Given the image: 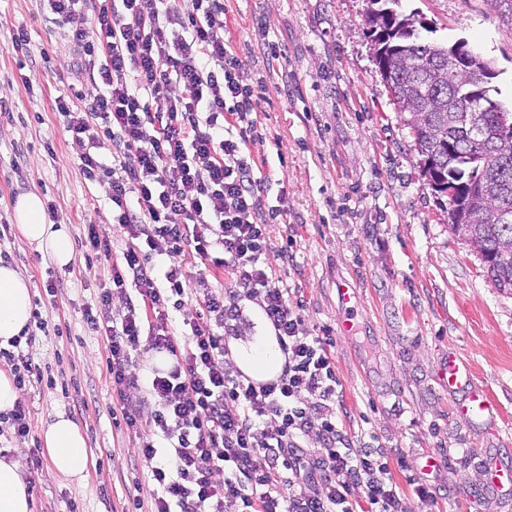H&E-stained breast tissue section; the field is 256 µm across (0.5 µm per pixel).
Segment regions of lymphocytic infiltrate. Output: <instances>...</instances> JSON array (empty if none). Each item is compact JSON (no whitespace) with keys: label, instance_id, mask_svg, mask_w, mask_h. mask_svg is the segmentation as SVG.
I'll use <instances>...</instances> for the list:
<instances>
[{"label":"lymphocytic infiltrate","instance_id":"1","mask_svg":"<svg viewBox=\"0 0 512 512\" xmlns=\"http://www.w3.org/2000/svg\"><path fill=\"white\" fill-rule=\"evenodd\" d=\"M74 23L76 69L98 77L75 97L89 111L57 108L83 143L85 180L108 177L112 221L128 235L87 324L110 336L107 371L125 429L138 440L155 489L149 512H403L388 459L348 439L336 413L342 385L331 338L313 336L283 282L272 274L269 207L253 177L246 126L254 110L235 50L224 39L223 0H117L88 20L84 0H43ZM106 123L93 124L95 114ZM112 153L111 167L98 160ZM193 248L233 287L203 288L177 337L170 306H184L193 282L176 256ZM173 262L157 271L152 256ZM256 299L287 357L283 375L253 387L225 357L224 327L239 295ZM126 299L124 312L111 310ZM170 356L140 385L134 354ZM316 436L318 449L308 448Z\"/></svg>","mask_w":512,"mask_h":512}]
</instances>
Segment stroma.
<instances>
[{
    "instance_id": "1",
    "label": "stroma",
    "mask_w": 512,
    "mask_h": 512,
    "mask_svg": "<svg viewBox=\"0 0 512 512\" xmlns=\"http://www.w3.org/2000/svg\"><path fill=\"white\" fill-rule=\"evenodd\" d=\"M224 36L239 51L255 95L248 150L263 193L285 192L286 222L270 224L273 247L293 260L276 274L290 288L309 333L333 341L351 439L374 436L389 454L405 512H512L489 493L484 458L512 457V294L488 278L480 258L448 228V198L436 192L411 148L373 60L368 0H224ZM447 44L493 61L498 100L512 108V15L493 0H402ZM72 24L51 19L40 0H0V225L21 195H39L66 225L74 260L58 267L13 229L0 252L29 282L48 331L26 346L54 387L22 391L31 435L18 439L33 512H136L151 483L132 467L135 439L115 428L105 359L109 340L84 319L126 244L112 222L108 183L85 181L82 148L56 108L60 91L89 83L72 69ZM24 32L26 45L13 37ZM112 242L111 259L85 262L87 225ZM357 282L347 312L337 281ZM61 283L57 296L48 282ZM353 330L341 334L344 319ZM468 363L497 406L496 427L459 418L442 380L448 353ZM65 412L90 448L84 483L56 473L37 441L43 422ZM38 466H31V457ZM408 468H400L399 457ZM436 457L423 478L418 462ZM426 481L433 503L418 499Z\"/></svg>"
}]
</instances>
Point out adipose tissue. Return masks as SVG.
I'll use <instances>...</instances> for the list:
<instances>
[{
	"instance_id": "ef3b65f1",
	"label": "adipose tissue",
	"mask_w": 512,
	"mask_h": 512,
	"mask_svg": "<svg viewBox=\"0 0 512 512\" xmlns=\"http://www.w3.org/2000/svg\"><path fill=\"white\" fill-rule=\"evenodd\" d=\"M15 217L24 238L37 249L47 251L58 266L73 258V246L65 226L47 223L38 195L19 196ZM32 295L28 281L12 266L0 264V346H9L28 327ZM229 356L241 371L257 375L279 368L282 354L274 337L256 325L253 336L229 343ZM45 451L53 469L68 480L82 481L90 450L75 421L56 413L43 428ZM32 496L19 473L18 459H0V512H32Z\"/></svg>"
}]
</instances>
